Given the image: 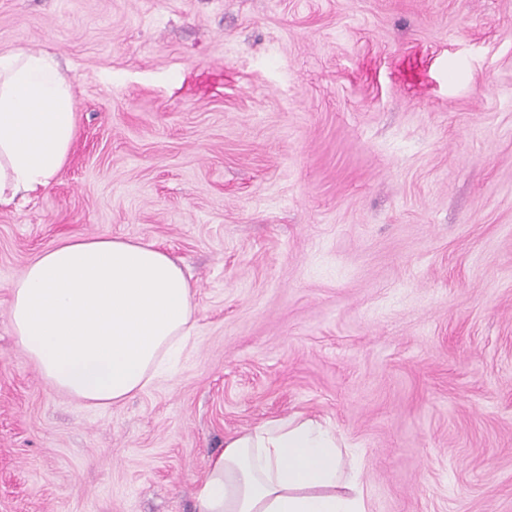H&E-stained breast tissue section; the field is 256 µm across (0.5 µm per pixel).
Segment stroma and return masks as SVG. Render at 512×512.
I'll return each mask as SVG.
<instances>
[{
  "label": "stroma",
  "mask_w": 512,
  "mask_h": 512,
  "mask_svg": "<svg viewBox=\"0 0 512 512\" xmlns=\"http://www.w3.org/2000/svg\"><path fill=\"white\" fill-rule=\"evenodd\" d=\"M76 86L66 166L0 210V512H195L226 435L303 413L369 512H512V0H0ZM151 243L192 341L107 409L18 346L73 236Z\"/></svg>",
  "instance_id": "stroma-1"
}]
</instances>
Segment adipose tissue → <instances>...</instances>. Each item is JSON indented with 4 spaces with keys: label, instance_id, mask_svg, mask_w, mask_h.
<instances>
[{
    "label": "adipose tissue",
    "instance_id": "1",
    "mask_svg": "<svg viewBox=\"0 0 512 512\" xmlns=\"http://www.w3.org/2000/svg\"><path fill=\"white\" fill-rule=\"evenodd\" d=\"M76 136L74 82L49 53H0V208L47 189ZM18 344L57 391L92 408L143 392L184 348L197 306L178 262L151 244L71 237L10 285ZM343 437L295 414L224 438L196 512H367Z\"/></svg>",
    "mask_w": 512,
    "mask_h": 512
}]
</instances>
